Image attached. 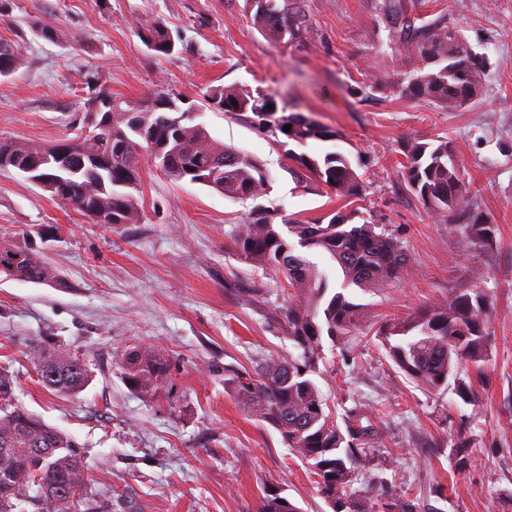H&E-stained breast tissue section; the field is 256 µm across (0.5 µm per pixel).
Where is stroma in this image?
I'll use <instances>...</instances> for the list:
<instances>
[{
	"instance_id": "stroma-1",
	"label": "stroma",
	"mask_w": 512,
	"mask_h": 512,
	"mask_svg": "<svg viewBox=\"0 0 512 512\" xmlns=\"http://www.w3.org/2000/svg\"><path fill=\"white\" fill-rule=\"evenodd\" d=\"M487 55L483 95L453 110L424 106L368 76L409 71L412 53L392 54L378 0H307L309 32L291 45L259 32L244 0H0V39L18 42L21 64L0 77V136L53 144L65 138L93 88L139 100L158 91L201 107L210 134L261 161L271 177L264 206L279 218L349 212L346 199L304 193L281 153L250 124L205 107L219 85L262 89L279 107L335 131L304 153L345 155L362 179L356 223L397 234L411 255L404 277L350 289L369 325L446 303L472 272L494 304L489 359L475 404L453 386L427 390L366 336L345 349L323 338L315 380L332 415L362 404L378 430L354 463V490L395 487L415 512H512V0H420ZM158 18L175 40L154 56L137 25ZM56 28L44 38L39 24ZM448 138L474 211L496 229L492 248H467L397 175L406 140ZM138 224L91 223L22 175L0 172V231L36 243L65 284L0 274V367L16 377L27 410L84 450L100 512H256L276 486L303 512H333L310 462L261 422L224 383L291 351L274 319L281 274L240 262L226 234L250 208L211 188L144 172ZM47 336L96 357L90 385L74 397L43 388L27 346ZM145 344L171 362L157 397L132 392L110 356ZM471 462L455 465L460 431Z\"/></svg>"
}]
</instances>
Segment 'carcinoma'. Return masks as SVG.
Masks as SVG:
<instances>
[{"label": "carcinoma", "instance_id": "obj_1", "mask_svg": "<svg viewBox=\"0 0 512 512\" xmlns=\"http://www.w3.org/2000/svg\"><path fill=\"white\" fill-rule=\"evenodd\" d=\"M377 9L388 31V46L414 52L409 73L380 70L371 75L375 88L400 98L442 109H455L484 91L487 57L475 52L465 35L441 17L427 18L416 0H381ZM252 25L279 41L301 43L308 30L305 0H245ZM139 35L156 54L174 51L172 33L160 19L138 24ZM20 45L0 41V76L14 73ZM215 108L248 122L283 152L286 168L305 191L330 190L340 197L363 199L361 180L342 154L321 158L290 148L309 140L330 141L335 132L301 112L278 108L271 94L238 85L214 86L205 96ZM184 99L157 93L144 101L114 97L105 89L85 103L84 121L73 136L55 144L0 137V171L38 162L31 174L36 185L95 224H139L143 210L136 193L144 167L155 166L175 181L209 187L233 200H257L271 188L264 165L213 138L207 127L185 116ZM111 114L103 127L90 125V115ZM291 125L290 131L284 126ZM399 179L438 218L457 212L465 224L467 244L490 247L495 226L472 213L466 198L456 151L446 138L416 139L403 145ZM354 213L290 219L276 223V213L253 206L227 234L233 254L256 268L280 272L288 288L280 311L281 328L300 353L270 357L254 375L232 378L238 399L283 442L312 462L321 495L342 507L340 512H379L391 506L414 512L407 500L389 505L354 493L352 463L362 446L377 439L373 426L361 425L359 405L344 414L345 427L326 412L322 392L312 378L323 336L352 344L362 334V307L346 290L381 288L399 280L411 258L400 238L367 220L352 223ZM317 249L334 260L342 274L340 290L329 292L327 275L297 248ZM0 273L35 284L62 285L58 271L32 244L0 236ZM492 303L484 289L458 288L444 305H426L381 323L376 336L389 359L427 390L454 380L457 396L470 404L478 399L472 381L458 376L460 365L479 367L488 356ZM28 357L40 384L76 396L91 383L90 359L46 340L29 344ZM115 365L133 392L154 396L169 374L170 362L145 345L122 351ZM15 376L0 367V512H95L89 497L84 451L65 432L15 403ZM258 512H301L276 487L264 492Z\"/></svg>", "mask_w": 512, "mask_h": 512}]
</instances>
